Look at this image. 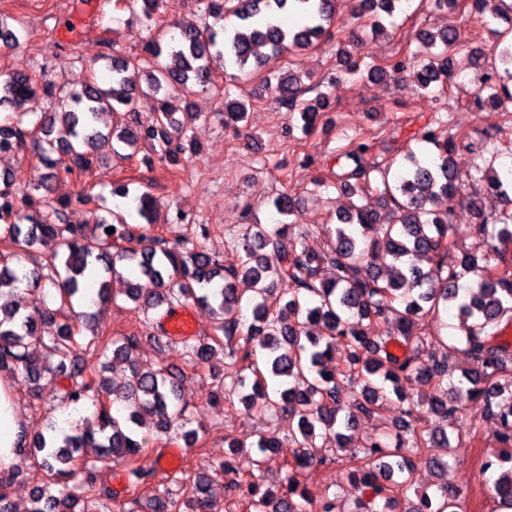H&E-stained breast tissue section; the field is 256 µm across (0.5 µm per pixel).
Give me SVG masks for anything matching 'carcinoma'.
<instances>
[{"mask_svg": "<svg viewBox=\"0 0 512 512\" xmlns=\"http://www.w3.org/2000/svg\"><path fill=\"white\" fill-rule=\"evenodd\" d=\"M201 11L224 20L231 29L191 28L180 38L156 24L155 15L166 0H125L134 12L141 6L147 23L142 53L125 56L112 49L107 64L112 85L91 82L83 89L64 91L35 75L15 72L0 79V153L20 151L27 139L35 141L40 164L46 169L38 182L21 194L0 173V238L13 251L0 252V370L8 369L35 385L46 374L68 380L62 397L75 411L87 401L98 403L95 422L82 418L71 433L47 439L43 428L28 431L23 447L41 459L49 480L36 488L30 512H112L108 470L127 462L128 483L146 484L154 470L135 464L146 451L147 439L137 429L153 421L155 436L192 446L196 429H186L188 401L180 376L169 369L144 368L135 353L140 336L128 333L103 339L90 330L78 340L89 316L75 313L73 304L86 289L98 285L101 303L112 300L109 279L125 285L123 293L138 310H169L191 301L206 309L216 337L183 342L190 361L207 364L220 354L242 355L250 362L251 384L241 378L228 389L251 387L271 410L296 420L297 431L282 439L262 435L260 452H292L293 463L277 490H261L258 483L239 477L234 488L250 512H336V503L301 480L315 464L300 453L303 443L323 436L339 449L351 447L347 431L355 414L373 415L397 400L404 403L408 389L420 399L399 408V416L375 435L357 440L350 452L355 462L351 476L369 492L352 512H395L390 497L393 477L408 482L412 464L400 455L404 416L428 423L413 435L417 448H451L449 429L465 410L474 427L492 420L499 426L501 451L486 459L483 472H495L489 486L498 509H512V268L507 253L491 240L512 241V171L495 166L499 149L488 150L487 167L478 181L492 187L505 207L495 217L484 214L478 198L467 200L474 214L473 248L456 251L453 232L454 202L459 195L454 181V154L468 139L457 130L439 141L433 125L443 122L434 114L413 132L411 139L432 144L437 154L419 157L408 143L389 135L374 148L363 142L342 154L336 188L350 197L380 193L384 211L351 204L330 229L333 236L325 253L305 248H282L290 225L271 230L260 224H235L233 258L220 262L199 241L184 239L173 245L149 235L156 223V201L148 194L135 198L136 223L122 215L83 225L59 224L58 209L50 202L52 181L60 172L86 174L108 154L130 158L149 147L169 167L184 161L190 124L199 113L190 110L194 88L214 90L224 97V124L246 123L254 108L251 99L235 91L283 53L291 59L285 69L265 73L264 81L288 120L310 131L328 105L320 91L324 80H312L296 60L300 52L319 44L335 17L334 0H195ZM395 0H358L357 23L379 28L382 15H392ZM480 0H429L434 10L451 8L463 15L478 11ZM26 34L25 24L0 15V47L10 49ZM419 46L404 48L388 58H372L363 43H339L336 58L342 75H366L395 82L410 80L421 90L443 96L453 73L454 56L466 50L458 28L423 31ZM267 47L270 54H259ZM477 98L495 107L512 105V42L488 57ZM231 62L237 74L221 85L216 71ZM313 92L315 97L307 94ZM52 110L42 111L40 97ZM141 98L155 101L154 120L139 122ZM112 117L104 131L103 116ZM402 155L403 162L396 163ZM114 229L109 234L106 229ZM57 241L55 259L29 268L19 257L41 241ZM131 265L156 285L145 293L125 278L117 264ZM333 276H321L323 265ZM26 283L20 292L18 284ZM59 301L55 307L47 298ZM253 304V322L242 323L241 304ZM457 311L465 334L468 365H450L440 337L424 361L414 343L422 341L424 318L440 306ZM321 327L316 336L308 326ZM345 353L343 367L330 366L336 348ZM128 363L123 387L117 389L102 375L108 359ZM112 397L109 402L106 397ZM350 412L342 417L347 400ZM95 459H87L88 450ZM176 500L171 489L153 494L151 512H207L219 487L198 473L181 489ZM459 492L446 479L436 491L408 501L403 512H458Z\"/></svg>", "mask_w": 512, "mask_h": 512, "instance_id": "1", "label": "carcinoma"}]
</instances>
